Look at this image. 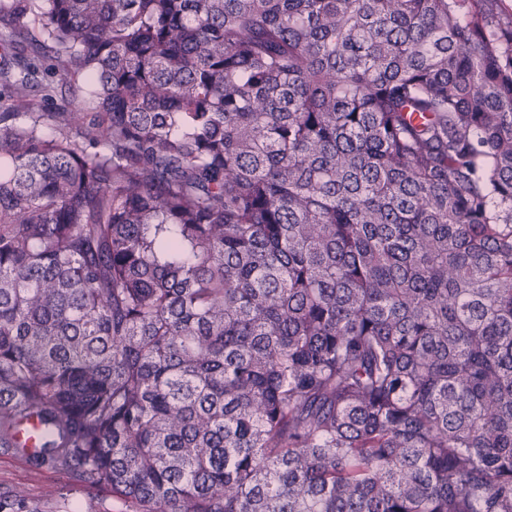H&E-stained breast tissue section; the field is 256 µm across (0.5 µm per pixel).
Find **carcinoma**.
Returning a JSON list of instances; mask_svg holds the SVG:
<instances>
[{
	"instance_id": "cac0c4a2",
	"label": "carcinoma",
	"mask_w": 512,
	"mask_h": 512,
	"mask_svg": "<svg viewBox=\"0 0 512 512\" xmlns=\"http://www.w3.org/2000/svg\"><path fill=\"white\" fill-rule=\"evenodd\" d=\"M0 6V448L132 512H512L501 0ZM89 112H17L39 56Z\"/></svg>"
}]
</instances>
